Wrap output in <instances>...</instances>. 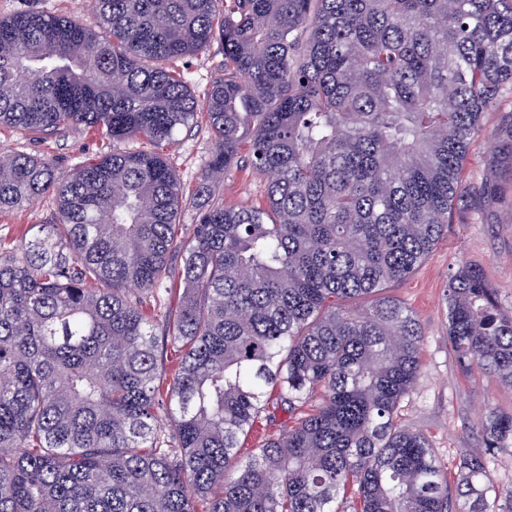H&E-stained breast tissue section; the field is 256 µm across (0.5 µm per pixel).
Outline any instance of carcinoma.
Returning <instances> with one entry per match:
<instances>
[{"mask_svg": "<svg viewBox=\"0 0 512 512\" xmlns=\"http://www.w3.org/2000/svg\"><path fill=\"white\" fill-rule=\"evenodd\" d=\"M214 2L93 0L101 34L36 9L0 19V126L151 145L66 175L0 155V212L57 201L0 254V512H346L347 496L352 512H512L491 470L512 413L486 411L452 488L396 423L423 334L383 294L486 190L462 168L512 84V0ZM215 41L224 76L201 110L171 63ZM199 111L212 150L183 238L158 148ZM243 161L260 205L217 197ZM175 249L159 337L145 306L173 294ZM445 306L458 364L512 387V314L481 267L455 272ZM269 387L293 423L243 457Z\"/></svg>", "mask_w": 512, "mask_h": 512, "instance_id": "obj_1", "label": "carcinoma"}]
</instances>
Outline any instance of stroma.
<instances>
[{
  "label": "stroma",
  "instance_id": "stroma-1",
  "mask_svg": "<svg viewBox=\"0 0 512 512\" xmlns=\"http://www.w3.org/2000/svg\"><path fill=\"white\" fill-rule=\"evenodd\" d=\"M36 8L66 15L89 27L97 18L91 0H0V18ZM187 71L190 87L203 96L212 81L224 73L220 45L178 61ZM482 133L474 139L464 165L466 183H484L490 190L469 205L454 208L448 224L424 263L406 280L391 285L388 296L409 306L423 332L421 362L413 391L400 404L398 421L424 433L447 472L455 476L459 458L479 447V423L487 408L512 412V387L480 368L463 371L448 346V321L443 305L450 277L466 263L480 265L495 288L504 310L512 312V92L485 112ZM138 139L111 143L92 132L77 129L53 134L27 133L0 127V152L35 154L67 173L87 158L113 149H142ZM212 149L207 118L181 131L163 154L177 173L185 195H192ZM265 181L250 169H236L224 178V202L250 206L262 202ZM53 195L34 204L0 213V247L11 249L37 224L53 220Z\"/></svg>",
  "mask_w": 512,
  "mask_h": 512
}]
</instances>
